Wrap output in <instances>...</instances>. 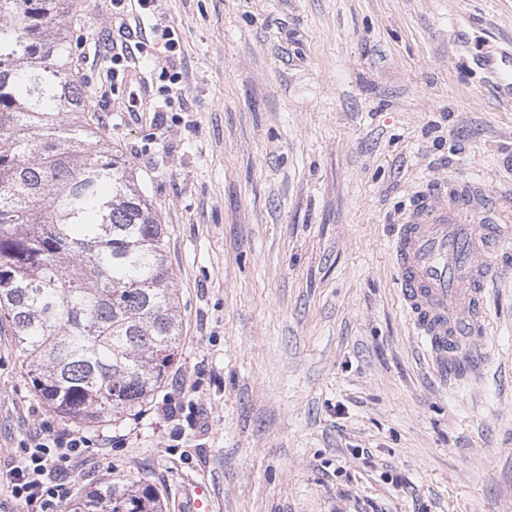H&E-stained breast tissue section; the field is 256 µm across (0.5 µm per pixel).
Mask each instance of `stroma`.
I'll use <instances>...</instances> for the list:
<instances>
[{"label":"stroma","instance_id":"stroma-1","mask_svg":"<svg viewBox=\"0 0 512 512\" xmlns=\"http://www.w3.org/2000/svg\"><path fill=\"white\" fill-rule=\"evenodd\" d=\"M92 112L166 226L179 354L139 411L67 419L0 331V512L20 440L85 435L72 498L143 482L166 512H512V239L485 356L444 384L396 284L413 195L458 176L512 225V0H72ZM136 66L113 65L120 26ZM174 40L168 67L159 45ZM119 76L101 98L99 77ZM147 94L145 112L130 113ZM371 452L370 461L353 456Z\"/></svg>","mask_w":512,"mask_h":512}]
</instances>
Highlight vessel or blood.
I'll use <instances>...</instances> for the list:
<instances>
[{"label": "vessel or blood", "mask_w": 512, "mask_h": 512, "mask_svg": "<svg viewBox=\"0 0 512 512\" xmlns=\"http://www.w3.org/2000/svg\"><path fill=\"white\" fill-rule=\"evenodd\" d=\"M512 227L475 181L451 178L417 192L393 242L394 268L408 316L437 374L477 373L472 346L497 273L490 262Z\"/></svg>", "instance_id": "b4317fda"}]
</instances>
